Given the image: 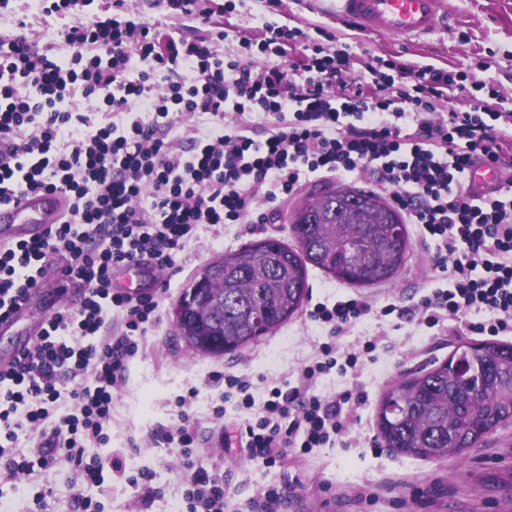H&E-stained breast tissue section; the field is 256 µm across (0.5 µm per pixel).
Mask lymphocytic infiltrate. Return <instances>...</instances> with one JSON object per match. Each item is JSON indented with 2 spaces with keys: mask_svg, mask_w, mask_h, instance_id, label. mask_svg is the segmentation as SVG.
Masks as SVG:
<instances>
[{
  "mask_svg": "<svg viewBox=\"0 0 512 512\" xmlns=\"http://www.w3.org/2000/svg\"><path fill=\"white\" fill-rule=\"evenodd\" d=\"M149 20L128 0H40L42 18L63 24L43 38L26 22L0 34V204L26 192L69 196L68 218L40 242L0 246V310L37 282L33 267L54 259L82 280L77 307L60 308L35 342L0 369V484L66 458L75 474L71 512H103L85 493L108 473L136 490L142 512L163 491L155 474L102 461L114 395L128 364L160 320V300L133 299L114 282L134 263L177 271L203 225L263 224L306 182L368 176L418 236L432 240L434 283L418 304L425 328L470 318L472 331L512 334V180L486 200L471 197L470 167L512 170L505 148L511 112H491L475 70L448 72L368 54L353 73L345 45L323 29L267 25L260 38L229 37L216 0H156ZM304 52L292 68L289 47ZM468 97V109L438 103ZM344 295L317 302L311 319L329 339L297 371L294 386L255 398L251 377L214 373L224 391L211 418L234 432L250 459L273 467L335 445L360 392L323 394V375L377 362L378 338L344 350L334 339L365 318L391 315ZM118 325V338L107 335ZM70 407H62L63 398ZM196 391L176 401L168 447L191 457L199 423ZM247 412L228 420L225 403ZM43 441L15 451L19 431ZM185 512H228L222 475L187 470Z\"/></svg>",
  "mask_w": 512,
  "mask_h": 512,
  "instance_id": "lymphocytic-infiltrate-1",
  "label": "lymphocytic infiltrate"
}]
</instances>
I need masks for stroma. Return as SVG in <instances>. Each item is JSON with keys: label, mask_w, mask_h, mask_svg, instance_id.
<instances>
[{"label": "stroma", "mask_w": 512, "mask_h": 512, "mask_svg": "<svg viewBox=\"0 0 512 512\" xmlns=\"http://www.w3.org/2000/svg\"><path fill=\"white\" fill-rule=\"evenodd\" d=\"M234 4L225 27L249 37L261 35L269 22L324 28L349 47L357 72L368 52L450 72L469 68L476 59L494 53L495 62L482 78L493 83L501 95L488 99L487 104L500 112L512 110V0H439V12L448 18L447 29L412 40L367 35L336 22V0H282L273 8L266 0H234ZM347 187L370 191L374 185L364 176L317 180L279 206L268 223L201 227L197 241L183 255L180 269L169 275L170 286L161 295V321L129 364L127 381L112 404L111 440L97 450L104 458L124 457L129 468L154 471V484L163 489L164 497L150 512H170L180 501L185 470L162 435L176 421V397L193 386L199 390L193 410L201 442L192 461L223 475L224 492L232 504L245 503L263 488L275 485L286 490L280 512H512V425L490 434L465 458L442 461L396 456L379 434L377 410L390 383L433 368L462 344L482 340L464 319L448 321L439 330L419 327L416 304L432 274L433 249L418 237H411V248L395 278L373 286L344 284L309 267L305 308L245 349L204 357L188 347L173 326L172 306L207 264L265 238L293 244L291 217L303 199L323 189ZM340 295H355L377 306H396L392 315L366 319L336 339L344 348L358 338L382 335L385 347L378 363L359 376L332 374L321 382L327 393L355 388L367 396L351 416L348 447L325 448L306 460L289 458L272 468L249 460L239 448L223 449L224 430L211 420L210 406L224 386L210 382L209 372L226 370L274 382L292 379L326 339L310 320L309 306ZM73 480L71 464L62 460L48 471L37 469L22 477L0 494V501L12 512H30L33 491L48 487L53 491L55 512H70Z\"/></svg>", "instance_id": "1"}]
</instances>
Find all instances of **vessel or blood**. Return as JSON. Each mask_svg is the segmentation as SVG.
Wrapping results in <instances>:
<instances>
[{"label":"vessel or blood","mask_w":512,"mask_h":512,"mask_svg":"<svg viewBox=\"0 0 512 512\" xmlns=\"http://www.w3.org/2000/svg\"><path fill=\"white\" fill-rule=\"evenodd\" d=\"M437 0H336V17L341 21L354 22L358 30L367 33L391 34L406 38H420L433 34L440 18L436 9ZM498 186L494 172L483 165H476L468 187L477 197L492 195ZM70 210V202L64 195L37 190L24 194L19 201L0 205V245L30 243L46 237L53 225L62 223ZM130 273L137 284L131 295L145 293L147 288L157 287L161 273L155 268L130 266ZM56 282L62 304H72L68 278L58 271L40 276L12 309L0 314V329L27 325L22 341L30 346L42 332L48 316L47 311L35 309L34 298L39 295L47 281Z\"/></svg>","instance_id":"obj_1"}]
</instances>
